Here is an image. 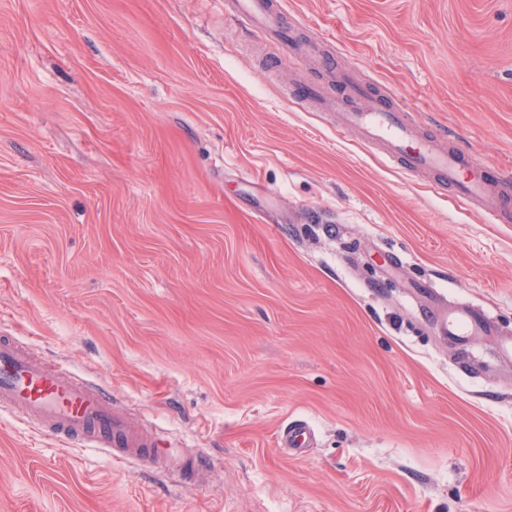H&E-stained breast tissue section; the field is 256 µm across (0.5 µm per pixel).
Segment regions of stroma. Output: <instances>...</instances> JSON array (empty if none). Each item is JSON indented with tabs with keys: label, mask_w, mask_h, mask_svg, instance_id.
I'll list each match as a JSON object with an SVG mask.
<instances>
[{
	"label": "stroma",
	"mask_w": 512,
	"mask_h": 512,
	"mask_svg": "<svg viewBox=\"0 0 512 512\" xmlns=\"http://www.w3.org/2000/svg\"><path fill=\"white\" fill-rule=\"evenodd\" d=\"M512 172V0H288ZM224 0H0V338L154 464L0 410V512H512V223L287 94ZM491 336L437 335L431 297ZM307 421L311 447L277 445Z\"/></svg>",
	"instance_id": "35a3bbf8"
}]
</instances>
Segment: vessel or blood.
Instances as JSON below:
<instances>
[{
  "mask_svg": "<svg viewBox=\"0 0 512 512\" xmlns=\"http://www.w3.org/2000/svg\"><path fill=\"white\" fill-rule=\"evenodd\" d=\"M224 6L228 17L280 46L299 69H307V52L294 42L299 24L289 20L283 0H225ZM339 83L340 91L334 95L308 79L300 80L294 90L320 111L333 113L340 131L380 145L387 159L405 172L431 173L437 185L452 189L458 202L488 223L512 221V179L447 146L438 134L422 131L412 122L404 101L394 95H374L370 82L358 78L356 68L342 69ZM427 318L442 334L461 342L491 330L485 318L462 309H432ZM0 408L49 435L143 463L152 459L151 440L124 419L102 387L50 368L23 346L4 339L0 340ZM311 439L310 426L299 421L284 431L279 445L305 448Z\"/></svg>",
  "mask_w": 512,
  "mask_h": 512,
  "instance_id": "b4317fda",
  "label": "vessel or blood"
}]
</instances>
